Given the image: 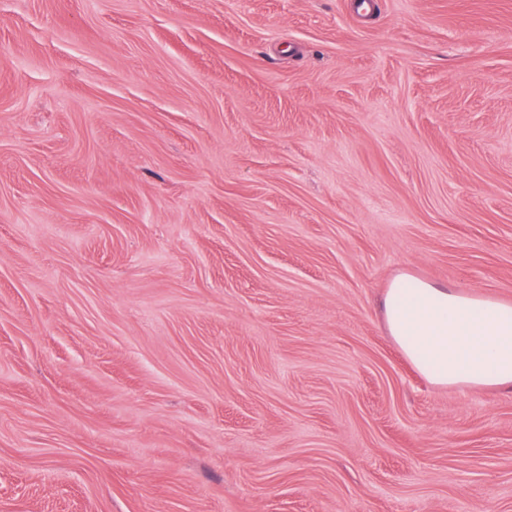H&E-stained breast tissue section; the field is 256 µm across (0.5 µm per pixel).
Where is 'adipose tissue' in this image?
Instances as JSON below:
<instances>
[{
  "instance_id": "adipose-tissue-1",
  "label": "adipose tissue",
  "mask_w": 512,
  "mask_h": 512,
  "mask_svg": "<svg viewBox=\"0 0 512 512\" xmlns=\"http://www.w3.org/2000/svg\"><path fill=\"white\" fill-rule=\"evenodd\" d=\"M385 324L404 355L438 385L512 384V306L398 277L384 300Z\"/></svg>"
}]
</instances>
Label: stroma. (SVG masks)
<instances>
[{
  "instance_id": "stroma-1",
  "label": "stroma",
  "mask_w": 512,
  "mask_h": 512,
  "mask_svg": "<svg viewBox=\"0 0 512 512\" xmlns=\"http://www.w3.org/2000/svg\"><path fill=\"white\" fill-rule=\"evenodd\" d=\"M0 0V512H512V0ZM398 277L383 300L385 324L404 355L438 385L512 384V306Z\"/></svg>"
}]
</instances>
